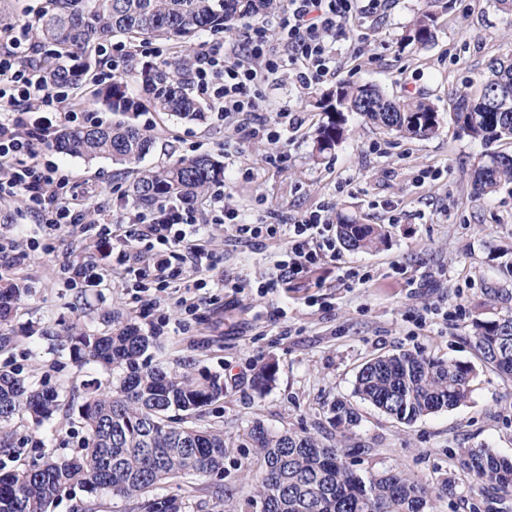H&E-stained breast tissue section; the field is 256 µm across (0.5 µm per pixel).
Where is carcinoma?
Listing matches in <instances>:
<instances>
[{
	"mask_svg": "<svg viewBox=\"0 0 512 512\" xmlns=\"http://www.w3.org/2000/svg\"><path fill=\"white\" fill-rule=\"evenodd\" d=\"M437 2L426 0L402 42L424 48L434 40ZM278 4L280 0H49L37 34L52 84L78 89L96 63L92 52L112 37L130 44L161 40L188 50L200 34L230 32ZM188 65L186 59L144 64L98 89L96 96L113 112L137 111L138 103L127 93L131 78L152 91L154 111L202 120L204 105L179 79ZM316 105L326 116L314 140L318 157L342 140L346 112H358L406 139L430 138L440 126L438 112L423 99L394 101L375 85L341 84L322 94ZM454 119L467 135L487 145L512 141V56L488 60L476 90L457 96ZM151 145L148 130L124 121L63 128L54 147L87 161L110 158L131 165ZM223 178L224 164L216 157L185 155L140 171L132 197L137 206L150 209L167 195L201 196ZM506 184H512V152H486L475 170L477 193H493ZM336 232L352 251L375 249L387 237L383 225L345 216L337 217ZM28 292L23 281L0 278V322ZM67 337L77 362L112 372V382L105 388L83 385L78 413L85 435L77 455L50 454L38 466L0 474V512H52L57 501L77 488L133 499L139 512H186L183 500L159 490L184 475L224 471V430L195 422L206 407L224 398V378L185 360L151 364L153 336L132 323L100 335L72 327ZM472 341L485 364L512 378L511 313L477 323ZM473 378L468 364L402 352L366 362L356 375L354 394L383 414L411 423L464 403ZM60 407L58 390L34 387L18 374L0 370V452L8 455L15 447L17 422L28 416L39 425ZM332 413L336 426L352 428L360 421L353 405L342 400ZM247 437L260 462L255 491L263 512H425L435 493L399 471L361 474L346 464L341 448L311 435L272 432L256 423ZM457 463L494 497H512V459L478 446L460 449Z\"/></svg>",
	"mask_w": 512,
	"mask_h": 512,
	"instance_id": "carcinoma-1",
	"label": "carcinoma"
}]
</instances>
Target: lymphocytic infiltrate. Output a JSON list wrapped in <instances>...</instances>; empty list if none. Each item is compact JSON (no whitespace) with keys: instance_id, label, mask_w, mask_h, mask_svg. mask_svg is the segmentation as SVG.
Wrapping results in <instances>:
<instances>
[{"instance_id":"lymphocytic-infiltrate-1","label":"lymphocytic infiltrate","mask_w":512,"mask_h":512,"mask_svg":"<svg viewBox=\"0 0 512 512\" xmlns=\"http://www.w3.org/2000/svg\"><path fill=\"white\" fill-rule=\"evenodd\" d=\"M385 8V0H288L276 19L279 38L270 37L262 21L249 26L244 41L230 49L200 43L192 69L197 95L217 119L250 116L259 109L262 87L282 69L292 71L303 90L334 75L338 36L357 16L380 14ZM27 31L24 24L13 29L8 46L0 49V198L25 196L42 224L44 236L30 241L31 251H52L62 227H79L90 251L65 266L70 287L97 285L99 264L108 261L113 274L146 299H156L176 284L188 291L266 294L334 257L333 226L323 209L292 224L249 222L225 204L220 185L199 202L164 198L149 212L129 214L121 224L81 223L68 176L40 148L58 128L95 125L99 118L75 107L65 90L44 83L43 66L25 45ZM224 225L230 226V240L238 246L262 237L283 239L268 277L227 280L218 274L209 239Z\"/></svg>"}]
</instances>
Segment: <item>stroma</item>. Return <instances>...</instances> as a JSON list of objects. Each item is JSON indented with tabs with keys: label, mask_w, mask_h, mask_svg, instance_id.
<instances>
[{
	"label": "stroma",
	"mask_w": 512,
	"mask_h": 512,
	"mask_svg": "<svg viewBox=\"0 0 512 512\" xmlns=\"http://www.w3.org/2000/svg\"><path fill=\"white\" fill-rule=\"evenodd\" d=\"M421 7L422 0H390L383 15L358 17L352 28L363 41L357 48L338 41L335 76L302 91L292 73L281 72L264 87L251 125L217 120L210 111L197 122L173 120L152 111L147 91L132 81L127 92L143 107L128 119L153 136L140 166L52 154L71 177L85 224L96 222L102 209L115 223L133 211L130 190L138 167L211 154L224 164L229 201L247 219L272 216L290 224L325 205L361 223L384 225L388 240L377 249L337 246L335 258L277 293L222 292L194 319L184 314L178 294L157 304L139 301L108 271L98 287H70L62 267L84 250L80 233L58 235L51 253L28 254L25 241L40 232L39 223L22 198L0 199V225L12 224L23 237L17 272L31 288L6 325L17 341L0 350V367L67 396L93 379L108 383L110 376L73 358L61 335L65 327L76 323L104 333L117 318L147 330L160 320L164 326L151 350L155 360L187 358L224 378V398L206 416L224 428L229 449L223 476H186L163 488L164 494L189 499L190 512H213L219 488L226 512H262L253 482L257 457L245 436L256 423L338 445L363 474L394 469L427 484L454 481V495L440 494L429 503L430 512H512V499H491L455 461L458 449L479 445L512 458V378L484 365L472 342L477 322L512 311V185L476 194L473 173L484 146L465 135L453 115L454 92L479 79L490 57L512 55V16L498 11L494 0H447L438 12L435 40L423 48L404 45L403 30ZM343 82L378 85L394 100L425 98L440 116L438 134L404 139L350 112L346 138L313 157L314 131L322 120L315 101ZM285 110L298 115L300 127L276 125L277 113ZM262 126L278 129L279 145L257 135ZM225 239L216 233L212 247L223 256L230 279L260 276L283 246L261 240L236 248ZM352 270L369 273V281H353ZM46 329L56 331V338L43 337ZM400 352L474 366L468 401L412 423L356 402L360 367ZM266 364L274 377L260 395L252 380ZM339 400L356 404L360 422L351 430L333 424L331 408ZM21 432L26 442L0 455L4 470L32 465L48 451L75 454L84 436L74 410L39 426L23 424ZM89 503L95 512H135L132 500L81 490L58 502L54 512H81Z\"/></svg>",
	"instance_id": "1"
}]
</instances>
